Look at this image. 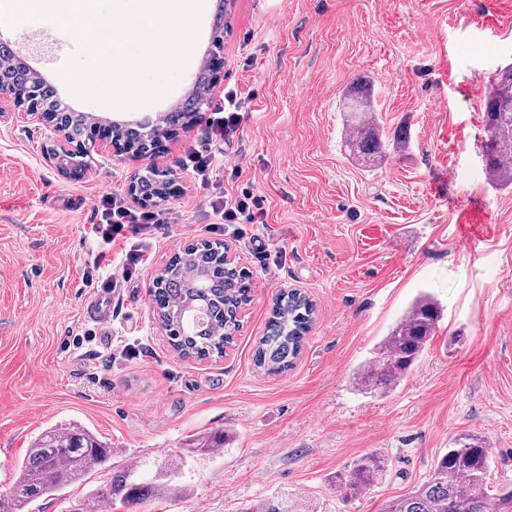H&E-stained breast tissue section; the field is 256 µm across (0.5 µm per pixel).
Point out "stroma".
<instances>
[{
  "label": "stroma",
  "mask_w": 512,
  "mask_h": 512,
  "mask_svg": "<svg viewBox=\"0 0 512 512\" xmlns=\"http://www.w3.org/2000/svg\"><path fill=\"white\" fill-rule=\"evenodd\" d=\"M213 22L201 17L197 54L145 112L172 111L193 91ZM18 30L16 56L62 85L68 34L48 20ZM223 39L210 100L234 87L251 109L224 158L266 210L265 223L222 235L252 274L223 357L181 356L149 300L154 273L211 237L207 205L224 175L204 189L179 169L186 146H204V120L154 157L92 150L89 174L73 179L44 158L51 127L0 114V492L32 441L69 423L112 457L33 512H95L98 488L139 462L151 474L177 467L190 486L139 512H238L273 495L301 512H383L462 432L489 446L491 485L512 486V190L491 186L483 160L489 81L512 62V0H234ZM362 78L380 126L409 134L406 152L372 169L350 157L340 107ZM154 165L174 170L179 190L132 278L120 277L128 243L112 246L105 346L86 314L95 208L103 194L128 197ZM288 289L306 293L316 317L293 366L270 374L252 355ZM422 292L442 309L436 335L393 390L358 391L357 370ZM217 430L223 448L190 452ZM370 453L387 464L379 481L344 497L337 475Z\"/></svg>",
  "instance_id": "1"
}]
</instances>
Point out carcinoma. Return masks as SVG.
Returning <instances> with one entry per match:
<instances>
[{
  "mask_svg": "<svg viewBox=\"0 0 512 512\" xmlns=\"http://www.w3.org/2000/svg\"><path fill=\"white\" fill-rule=\"evenodd\" d=\"M32 71L16 62L10 78L21 90L33 87ZM205 75L175 113L189 117L195 111L201 94L210 86ZM342 109L346 112L349 136L346 146L350 155L364 167H374L385 159L388 150L407 148V129L395 128L386 136L378 124L373 106V88L370 82H358L344 96ZM484 126L487 138L484 145L485 169L491 173L492 185L497 189H512V78L497 79L484 105ZM62 123L73 141L89 136L90 128L83 112H61ZM147 126L125 124L118 128L120 143L129 150L143 152L148 141ZM139 193L145 198L155 197L161 188V175L148 169L139 177ZM197 264L209 272L202 299L208 305L214 324L202 335L183 334L179 317L186 289L171 291L158 288V303L162 324L170 344L185 356L207 358L224 353L232 343L238 327L226 321L224 315L247 300L251 275H238L224 269V256L217 243L202 240L194 253ZM315 313L312 301L302 292L284 291L275 300L272 317L266 333L254 352V362L270 372L288 369L300 352L304 334ZM442 312L438 303L428 294L417 296L402 318L377 347L367 367L357 373L358 386L370 391H390L411 370L426 344L434 337ZM224 444V431L204 435L192 443L191 451L211 454ZM112 455L90 430L71 424L51 427L39 435L22 461V477L5 493L0 494V512H29L39 498L58 493L81 480L94 465H102ZM489 448L474 434L461 433L452 446L434 462L428 477L416 490L389 501L384 512H512V493L499 490L490 493L488 486ZM384 469L383 460L374 454L363 455L351 464L349 475L338 476L346 495L355 497L374 486ZM169 474L160 473L147 481L140 476V468L130 467L112 477L109 484L97 492L98 505H112L120 500L140 503L156 493H182L184 488L170 485ZM296 505L288 498L277 496L261 504L240 508V512H295Z\"/></svg>",
  "mask_w": 512,
  "mask_h": 512,
  "instance_id": "obj_1",
  "label": "carcinoma"
}]
</instances>
